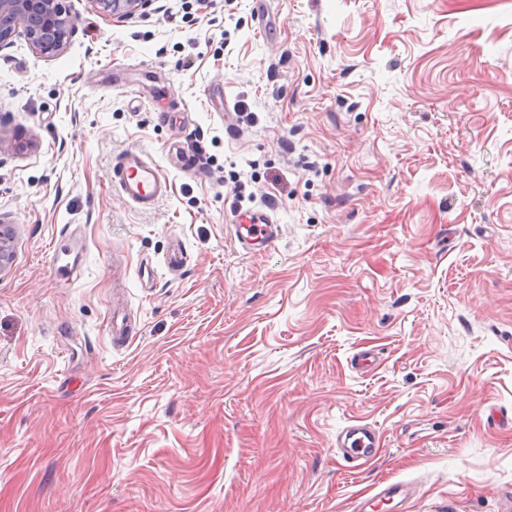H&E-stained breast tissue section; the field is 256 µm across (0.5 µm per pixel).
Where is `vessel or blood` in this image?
I'll return each mask as SVG.
<instances>
[{"mask_svg": "<svg viewBox=\"0 0 512 512\" xmlns=\"http://www.w3.org/2000/svg\"><path fill=\"white\" fill-rule=\"evenodd\" d=\"M113 171L117 187L132 204L149 208L169 193L170 182L163 169L141 151L120 154ZM235 222L238 239L247 249L266 245L277 232L271 217L259 211L239 214ZM336 445L342 449L345 461L359 468L380 448L381 436L369 423L354 419L337 434Z\"/></svg>", "mask_w": 512, "mask_h": 512, "instance_id": "1", "label": "vessel or blood"}]
</instances>
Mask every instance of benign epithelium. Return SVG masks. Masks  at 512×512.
Masks as SVG:
<instances>
[{
  "instance_id": "1",
  "label": "benign epithelium",
  "mask_w": 512,
  "mask_h": 512,
  "mask_svg": "<svg viewBox=\"0 0 512 512\" xmlns=\"http://www.w3.org/2000/svg\"><path fill=\"white\" fill-rule=\"evenodd\" d=\"M103 13L121 21L147 6L151 0H92ZM75 29L61 0H0V48L23 33L33 48L54 56L66 46Z\"/></svg>"
}]
</instances>
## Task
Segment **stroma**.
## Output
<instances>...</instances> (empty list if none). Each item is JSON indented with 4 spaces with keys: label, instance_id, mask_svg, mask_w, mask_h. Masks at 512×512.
<instances>
[{
    "label": "stroma",
    "instance_id": "35a3bbf8",
    "mask_svg": "<svg viewBox=\"0 0 512 512\" xmlns=\"http://www.w3.org/2000/svg\"><path fill=\"white\" fill-rule=\"evenodd\" d=\"M62 6V52L0 49V512H354L398 482L391 512H497L512 0ZM128 148L168 174L154 208L112 185ZM233 174L269 245L239 243ZM64 224L86 240L70 278ZM352 419L383 440L360 469L336 448ZM103 13L122 21L145 8L151 0H92ZM84 239L80 227H73V224H64L59 230V236L53 244L52 262L55 265V253L57 256L62 246H69L70 249L81 250L84 246Z\"/></svg>",
    "mask_w": 512,
    "mask_h": 512
}]
</instances>
